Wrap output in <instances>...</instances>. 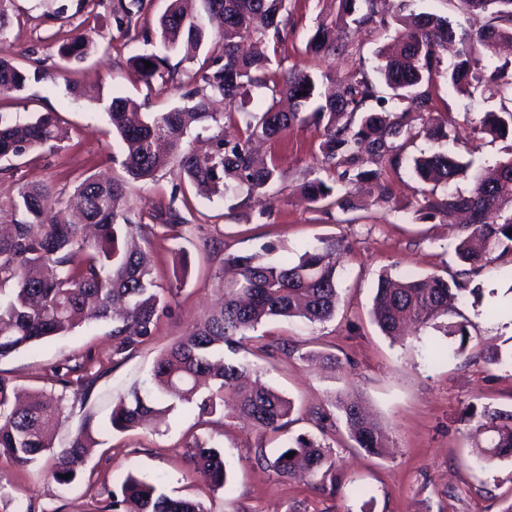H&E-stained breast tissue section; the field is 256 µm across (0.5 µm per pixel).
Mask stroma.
Masks as SVG:
<instances>
[{
	"instance_id": "1",
	"label": "stroma",
	"mask_w": 512,
	"mask_h": 512,
	"mask_svg": "<svg viewBox=\"0 0 512 512\" xmlns=\"http://www.w3.org/2000/svg\"><path fill=\"white\" fill-rule=\"evenodd\" d=\"M11 28L0 54L28 70L42 63L39 79L24 91L0 96V113L23 123L34 116L55 114L66 137L59 148H36L11 158L0 172V225L12 223V200L26 184L52 186L67 199L74 186L91 175L124 178L122 149L113 134L99 97L132 98L144 112H168L185 103L194 77L213 62L212 48L194 59L183 51L170 53L173 79L144 81L132 66L134 56L151 52L135 33L118 31L110 16V0H68L69 17H49L45 0H14ZM338 0H288L279 44L261 43L282 70L299 69L344 80L356 66L374 71L377 49L386 38L370 27L347 28L346 54L316 57L306 44L318 25L335 21ZM85 33L93 43L86 60L67 64L58 56L59 29ZM435 109L457 121L450 149L473 165L492 167L504 156L502 141L474 133L463 114L480 119L497 109V99H469L438 82ZM320 127L304 124L260 145L258 152L286 173L266 194L237 207L224 198L188 191L175 171L156 180L129 182L126 205L151 216L139 244L151 260L152 275L164 288L175 287L170 312L158 322L152 340L137 351L113 353L112 325L91 321L66 336L0 359V377L26 391H44L63 400L64 410L53 432L65 445L86 415L98 424L96 439L73 484H58L55 460L46 455L20 468L0 458V512H17L33 502L41 512H97L108 490L127 473L148 477L174 498H202L207 512H505L512 505V459L476 460V427L484 410L512 412V364L485 359L490 349L512 348V308L501 297L512 294V265L494 262L470 274L481 298L459 295L451 313L429 321L394 343L372 323L374 289L382 274L394 277L449 276L457 269L454 248L457 226L417 219L416 180L412 158L436 150V142L418 141L381 183L353 188L355 210L344 212L306 200L302 185L320 170L315 153ZM188 206L185 225L160 226L154 216L172 195ZM325 241L336 242L339 300L334 317L322 324L304 320H269L258 334L286 341L287 353L262 358L240 350L237 360L250 362L260 380L294 405L290 434L306 433L327 445L336 462L339 484L323 487L319 477L280 476L272 461L283 438L261 434L238 420L211 417L201 423L193 405H180L156 427L116 432L109 426L114 404L148 378L165 348L183 336L212 307L215 275L228 255H261L264 262L294 261ZM465 323L468 342L445 333L448 324ZM464 355H456L458 345ZM330 354L334 363L323 362ZM82 366L97 374L91 395L80 397L76 384H60L59 368ZM350 395L384 428L387 450L369 455L355 447L343 416L331 401ZM330 408L327 429H318L309 413ZM218 447L230 474L220 489L208 490L203 472L188 460L192 440ZM265 460H258V453Z\"/></svg>"
}]
</instances>
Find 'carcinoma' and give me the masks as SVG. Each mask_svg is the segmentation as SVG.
I'll return each instance as SVG.
<instances>
[{"label": "carcinoma", "mask_w": 512, "mask_h": 512, "mask_svg": "<svg viewBox=\"0 0 512 512\" xmlns=\"http://www.w3.org/2000/svg\"><path fill=\"white\" fill-rule=\"evenodd\" d=\"M385 2L338 0V17L350 18L358 26L373 24L387 30L395 24L410 29L405 38L378 52L377 70L392 94L379 95L377 86L357 68L320 102L318 80L312 74L292 69L278 82L270 70V57L240 53L239 44L247 38L272 39L276 44L283 40L278 17L286 0H203L206 12L223 24L217 44L220 55L215 68L200 75L203 86L186 95L188 104L158 114L138 111L137 103L127 97H114L106 106L112 130L123 145L127 180H150L173 167L181 181L212 195L222 196L233 188L249 198L284 178L275 163L254 156L250 143L274 139L308 123L324 126L320 163L328 170L342 168L338 181L378 178L382 168L399 166L402 153L417 139L451 137L434 116L432 86L441 64L438 50L454 41L460 48L447 79L458 93L471 97L479 90L512 91V62L488 66L498 44L512 41V0H460L470 18L488 13L493 22L457 28L445 17L406 14L402 7L389 15ZM181 3L171 0L161 16L159 39L168 50L194 52L208 35ZM144 9L145 0H113L116 29L130 31ZM91 45L81 33L68 34L58 52L68 61L80 62L90 54ZM308 49L315 56L330 57L347 52L348 45L337 42L335 26L322 23ZM148 62L152 67H146ZM134 66L149 82L168 71V58L144 53L135 57ZM39 72L36 68L30 75L0 57V95L23 91ZM251 86L265 87L273 97H288L293 109L284 112L271 104L260 113L249 110ZM214 96L224 99L225 112L209 111ZM370 101L376 107L368 106ZM225 119L244 123L239 140L231 143L218 134L204 152L183 146L191 129L207 132ZM474 130L495 139L512 138V108L484 113ZM64 138L58 120L49 113L23 124L0 118V160L34 147L55 148ZM509 154L492 170L473 169L450 150L414 158L420 219L440 217L449 224L454 213L465 211L471 220L461 227L455 248L461 270L451 280L435 275L406 280L385 275L378 280L371 313L384 335L397 340L406 321L424 324L448 314V299L466 290L465 276L512 255V145ZM461 177L469 180L468 193L450 192L431 200L437 188H447ZM303 192L313 203L327 200L344 212L354 209L349 194L333 197V188L318 177L306 182ZM49 197L50 189L44 185L19 188L12 200L18 219L8 235L0 236V359L71 333L88 311L112 322L113 354L135 351L152 337L174 289L159 287L147 254L129 246L130 239L143 235L145 225L142 217L125 207L126 180H82L74 192L81 215L78 223L69 219L67 208L50 206ZM335 251L336 243H325L304 251L294 262L281 264L263 263L253 255L226 257L225 263L235 267L237 275L231 280L216 276L215 308L159 356L151 372L152 388L134 389L115 404L111 428L132 430L179 403H193L201 418L218 414L262 432L286 431L292 402L264 386L242 390L239 381L248 364L225 358L224 349L251 342L269 355L274 342L252 335L263 321L300 318L315 324L330 320L338 302V274L331 261ZM334 405L342 411L358 447L373 455L384 454L379 423L368 419L350 397H338ZM62 412V399L43 393L24 404L17 402L9 380L0 377V457L26 466L51 453L56 482L72 484L88 449L95 445L93 417L85 418L68 445L56 451L48 430ZM481 420L479 428L489 434V441L475 454L487 461L511 459L512 412L486 410ZM189 456L195 466L208 472L213 487H224L228 474L219 449L195 442L189 446ZM273 466L284 476L298 471L319 474L336 487L331 454L304 435L286 439ZM98 512L208 510L200 501L172 498L146 478L129 473L108 491Z\"/></svg>", "instance_id": "obj_1"}]
</instances>
